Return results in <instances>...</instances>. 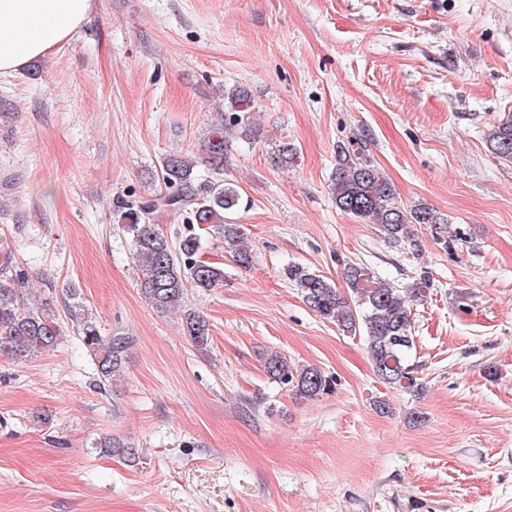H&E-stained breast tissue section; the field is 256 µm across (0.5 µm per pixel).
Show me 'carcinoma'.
Segmentation results:
<instances>
[{
	"label": "carcinoma",
	"mask_w": 512,
	"mask_h": 512,
	"mask_svg": "<svg viewBox=\"0 0 512 512\" xmlns=\"http://www.w3.org/2000/svg\"><path fill=\"white\" fill-rule=\"evenodd\" d=\"M248 88L234 87L224 92V113L215 123L208 140L204 162L212 169L224 165L225 143L231 139L254 140L260 129L249 122L252 109ZM490 147L500 158L512 161V113L503 116L488 132ZM196 165L185 157H164L162 183L175 191L126 212L123 231L133 247L139 271L141 293L160 311L183 307L187 290L211 291L224 286V267L200 258L202 239L189 230L173 242L151 215L162 208L186 215L187 224H205L207 230L224 242V250L236 264L247 268L252 262L244 246L245 232L240 224L228 222L226 215L240 205L237 188L222 180L205 182L198 178ZM336 207L363 222L374 224L391 244H407L419 250L414 227L430 231L438 244L448 245V221L424 204L401 207L393 184L365 153L358 137L337 146V164L332 182ZM285 279L297 289L303 303L321 319L344 331L359 329L367 341V352L375 375L385 384L409 392H419L422 384L409 358L415 347L410 303L420 300L434 287L429 273L421 271L408 285L377 277L363 264H349L344 277L350 295L336 288V283L302 265H290ZM23 273L10 257L0 263V354L22 360L53 348L61 336L55 314L45 303H32L20 295L16 285L23 283ZM81 344L92 357L102 385L112 384L123 371L134 337L118 332L101 334L98 326L82 315L79 305L69 311ZM186 335L198 348L209 339V321L203 316L185 314ZM266 374L276 383L304 398L330 394L336 378L309 365H292L278 351L263 353ZM98 448L135 459V452L103 437Z\"/></svg>",
	"instance_id": "obj_1"
}]
</instances>
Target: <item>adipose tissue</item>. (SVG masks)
<instances>
[{"label": "adipose tissue", "mask_w": 512, "mask_h": 512, "mask_svg": "<svg viewBox=\"0 0 512 512\" xmlns=\"http://www.w3.org/2000/svg\"><path fill=\"white\" fill-rule=\"evenodd\" d=\"M93 0H0V76L76 37Z\"/></svg>", "instance_id": "adipose-tissue-1"}]
</instances>
